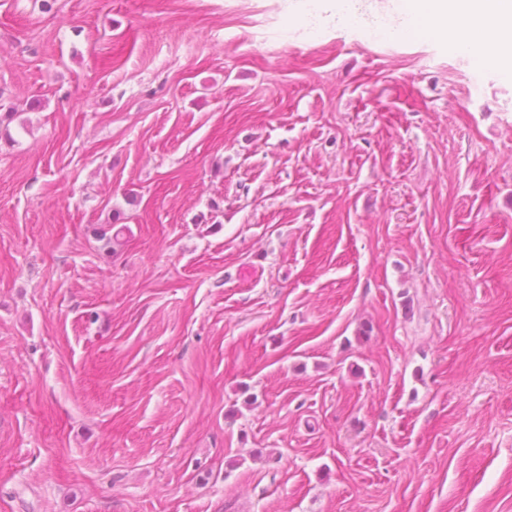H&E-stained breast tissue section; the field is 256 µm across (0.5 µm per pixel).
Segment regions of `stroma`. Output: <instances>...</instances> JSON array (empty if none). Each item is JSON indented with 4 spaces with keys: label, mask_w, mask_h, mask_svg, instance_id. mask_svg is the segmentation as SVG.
<instances>
[{
    "label": "stroma",
    "mask_w": 512,
    "mask_h": 512,
    "mask_svg": "<svg viewBox=\"0 0 512 512\" xmlns=\"http://www.w3.org/2000/svg\"><path fill=\"white\" fill-rule=\"evenodd\" d=\"M292 12L0 0V512H512V78Z\"/></svg>",
    "instance_id": "obj_1"
}]
</instances>
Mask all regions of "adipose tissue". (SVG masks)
<instances>
[{"mask_svg":"<svg viewBox=\"0 0 512 512\" xmlns=\"http://www.w3.org/2000/svg\"><path fill=\"white\" fill-rule=\"evenodd\" d=\"M299 23L371 28L369 0H296ZM400 33H423L467 51L484 45L483 59L512 74V0H391Z\"/></svg>","mask_w":512,"mask_h":512,"instance_id":"adipose-tissue-1","label":"adipose tissue"}]
</instances>
